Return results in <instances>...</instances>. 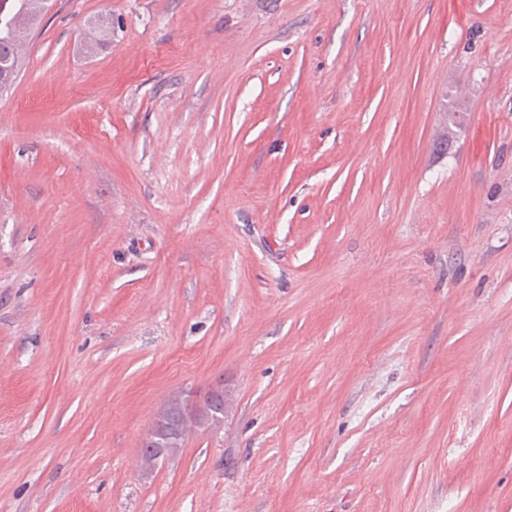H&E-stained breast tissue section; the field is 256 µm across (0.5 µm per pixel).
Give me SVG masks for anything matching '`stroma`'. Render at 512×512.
<instances>
[{"label":"stroma","mask_w":512,"mask_h":512,"mask_svg":"<svg viewBox=\"0 0 512 512\" xmlns=\"http://www.w3.org/2000/svg\"><path fill=\"white\" fill-rule=\"evenodd\" d=\"M0 512H512V0H54L0 97ZM223 397L224 384L219 382L208 390L201 401L188 396L184 398H178L176 405L184 422L189 423L198 421L204 413L206 407H212V413H209L210 420L221 421L224 418L222 409L225 410V414L228 410V402L226 400L224 404ZM175 400L176 399L167 401V403L162 406L157 414V418H159L161 421L167 422L168 435L174 438L170 444L169 455L172 454L177 448H181L185 436L192 429V427H194L181 421L179 416L175 413ZM220 402L222 409L219 407ZM166 440L164 424L154 419L144 437L143 447L154 455L157 462L166 458Z\"/></svg>","instance_id":"35a3bbf8"}]
</instances>
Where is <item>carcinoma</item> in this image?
Returning <instances> with one entry per match:
<instances>
[{
	"instance_id": "obj_1",
	"label": "carcinoma",
	"mask_w": 512,
	"mask_h": 512,
	"mask_svg": "<svg viewBox=\"0 0 512 512\" xmlns=\"http://www.w3.org/2000/svg\"><path fill=\"white\" fill-rule=\"evenodd\" d=\"M51 0H0V55L5 56L19 71L32 34L38 28ZM112 39V22L96 21L87 50L95 53ZM175 401L169 400L157 414L167 422L168 435L173 437L169 452L181 447L192 426L181 421L174 410Z\"/></svg>"
}]
</instances>
